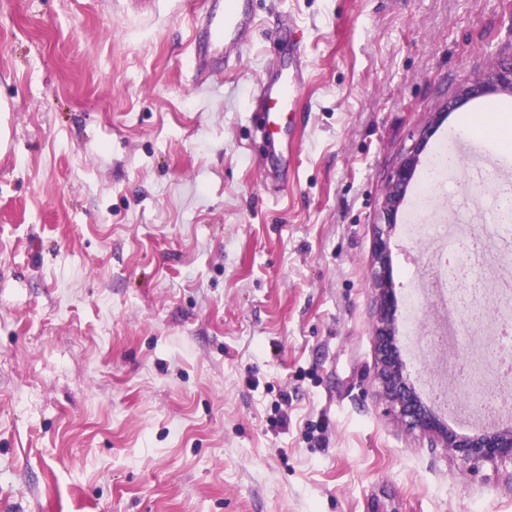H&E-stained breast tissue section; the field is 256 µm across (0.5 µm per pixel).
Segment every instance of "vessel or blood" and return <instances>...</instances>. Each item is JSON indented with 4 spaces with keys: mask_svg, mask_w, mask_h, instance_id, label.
<instances>
[{
    "mask_svg": "<svg viewBox=\"0 0 512 512\" xmlns=\"http://www.w3.org/2000/svg\"><path fill=\"white\" fill-rule=\"evenodd\" d=\"M197 23L206 34L204 52L195 56L193 65L195 81L201 85L207 80L209 57L233 63L252 43L257 27L254 0H213ZM303 83L302 68L295 65L263 77L253 86L250 97L261 114L255 127L256 138L287 141L292 127L283 123L282 117L297 110Z\"/></svg>",
    "mask_w": 512,
    "mask_h": 512,
    "instance_id": "vessel-or-blood-1",
    "label": "vessel or blood"
}]
</instances>
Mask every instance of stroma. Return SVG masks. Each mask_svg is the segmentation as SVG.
<instances>
[{
  "instance_id": "1",
  "label": "stroma",
  "mask_w": 512,
  "mask_h": 512,
  "mask_svg": "<svg viewBox=\"0 0 512 512\" xmlns=\"http://www.w3.org/2000/svg\"><path fill=\"white\" fill-rule=\"evenodd\" d=\"M204 0H0V512H512V462L467 461L409 428L377 380L374 243L384 235L410 362L404 226L433 158L474 117L476 165L512 95L457 102L512 60V0H257L235 68L192 79ZM301 50L279 42L283 16ZM307 65L290 152L250 149L254 83ZM434 131L394 224L383 197ZM287 169L277 190L270 170ZM488 248L495 210L442 193ZM459 340L410 381L462 392L470 315L423 295Z\"/></svg>"
}]
</instances>
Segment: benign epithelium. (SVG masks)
Returning a JSON list of instances; mask_svg holds the SVG:
<instances>
[{"label": "benign epithelium", "mask_w": 512, "mask_h": 512, "mask_svg": "<svg viewBox=\"0 0 512 512\" xmlns=\"http://www.w3.org/2000/svg\"><path fill=\"white\" fill-rule=\"evenodd\" d=\"M489 92L512 94V63L498 66L486 77L477 76L464 83L455 100L448 102L444 112L450 111L457 101L477 97ZM433 126L420 131L417 142L402 160L391 177L385 192V213L392 219L404 199L406 190L414 178L419 162V154L431 134ZM375 262L379 272L374 279V288L379 300V319L376 328L377 353L379 358L378 379L386 397L398 407L402 420L412 429L428 435L440 437L444 445L461 453L466 460L494 459L509 457L512 459V427L473 437L459 438L448 432L432 410L420 400L409 383L406 367L394 341L396 328L394 311L397 303L393 282L388 270L386 241L376 239Z\"/></svg>", "instance_id": "1"}]
</instances>
